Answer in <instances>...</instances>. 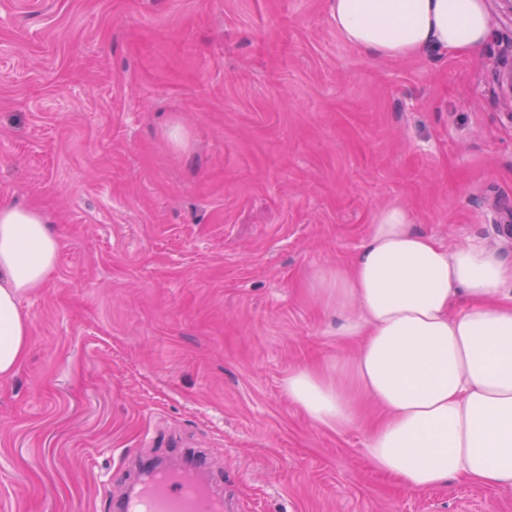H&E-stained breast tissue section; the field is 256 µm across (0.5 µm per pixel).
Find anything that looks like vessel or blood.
Instances as JSON below:
<instances>
[{"label": "vessel or blood", "instance_id": "vessel-or-blood-1", "mask_svg": "<svg viewBox=\"0 0 512 512\" xmlns=\"http://www.w3.org/2000/svg\"><path fill=\"white\" fill-rule=\"evenodd\" d=\"M188 470L176 474L155 468L140 491L123 489L112 499L114 512H225L221 495L198 477L205 467L201 452L192 450Z\"/></svg>", "mask_w": 512, "mask_h": 512}]
</instances>
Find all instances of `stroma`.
<instances>
[{"mask_svg":"<svg viewBox=\"0 0 512 512\" xmlns=\"http://www.w3.org/2000/svg\"><path fill=\"white\" fill-rule=\"evenodd\" d=\"M487 5L478 52L377 61L328 0H0V204L62 242L0 379V512H109L116 472L187 448L232 512H512L463 480L402 490L364 427L284 390L353 357L309 285L375 208L512 258V14ZM504 60L499 72L496 73L501 104L512 111V43L502 51Z\"/></svg>","mask_w":512,"mask_h":512,"instance_id":"35a3bbf8","label":"stroma"}]
</instances>
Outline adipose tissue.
<instances>
[{
    "mask_svg": "<svg viewBox=\"0 0 512 512\" xmlns=\"http://www.w3.org/2000/svg\"><path fill=\"white\" fill-rule=\"evenodd\" d=\"M345 42L376 60L470 54L491 36L486 0H329ZM60 242L44 216L0 206V378L21 365L29 324L19 300L42 286ZM355 347L335 368L301 366L289 400L317 425L357 427L359 397L383 413L364 455L408 490L450 479L512 492V259L481 240L447 249L399 199L374 209L346 266L315 273Z\"/></svg>",
    "mask_w": 512,
    "mask_h": 512,
    "instance_id": "obj_1",
    "label": "adipose tissue"
}]
</instances>
